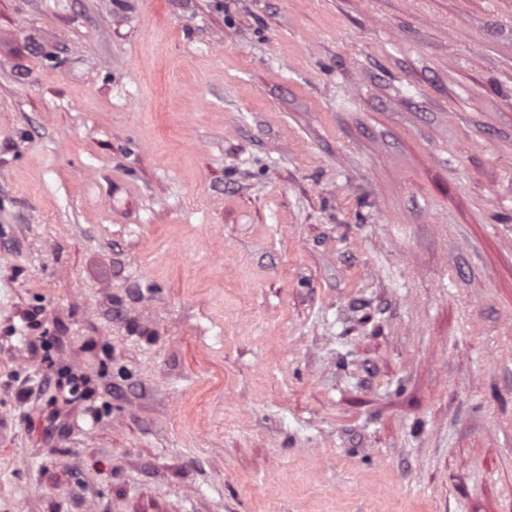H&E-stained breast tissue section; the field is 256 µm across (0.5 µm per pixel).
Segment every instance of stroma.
I'll return each mask as SVG.
<instances>
[{"mask_svg":"<svg viewBox=\"0 0 512 512\" xmlns=\"http://www.w3.org/2000/svg\"><path fill=\"white\" fill-rule=\"evenodd\" d=\"M0 512H512V0H0Z\"/></svg>","mask_w":512,"mask_h":512,"instance_id":"1","label":"stroma"}]
</instances>
